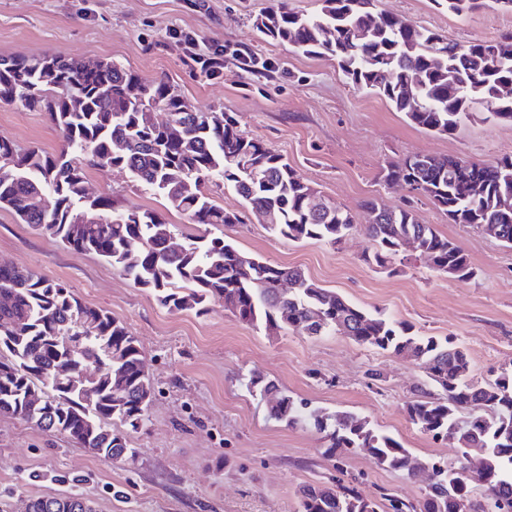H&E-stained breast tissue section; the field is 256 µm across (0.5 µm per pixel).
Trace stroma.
I'll return each instance as SVG.
<instances>
[{
	"instance_id": "1",
	"label": "stroma",
	"mask_w": 512,
	"mask_h": 512,
	"mask_svg": "<svg viewBox=\"0 0 512 512\" xmlns=\"http://www.w3.org/2000/svg\"><path fill=\"white\" fill-rule=\"evenodd\" d=\"M274 0H0V55L107 59L139 77L166 78L206 112H229L240 130L286 157L311 186L349 210L356 227L336 245L272 235L255 215L226 228L188 223L127 171L91 169L96 196L151 209L185 233L223 235L244 254L301 269L322 287L368 311L411 325L422 336L452 338L482 382L512 369V248L483 229L455 224L424 197L386 184L380 170L406 155L452 156L489 164L512 156V122L475 120L448 135L412 124L385 99L354 89L334 60L293 52L253 26ZM379 12L467 43L512 32V14L457 16L435 0H377ZM194 33L202 51L245 47L271 63L263 76L225 58L208 79L186 63L174 30ZM49 153L63 147L46 115L0 103V139ZM411 204L421 223L456 242L477 274L461 281L400 252L391 269L365 263L377 249L365 229V202ZM0 262L64 284L84 304L108 311L135 336L155 396L138 428L120 431L134 455L109 462L66 435L0 417V512H25L28 501L76 492L95 512H299L298 490L344 472L362 493L388 492L417 502L428 473L406 478L376 466L363 451L344 452L342 469L324 454L310 427L276 420L248 389L251 377L275 382L311 407L365 417L416 455L457 466L454 443L413 426L408 402L427 378L422 362L357 345L340 334L305 336L239 322L222 306L199 314L172 311L96 255L65 248L0 209Z\"/></svg>"
}]
</instances>
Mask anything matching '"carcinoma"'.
<instances>
[{"label": "carcinoma", "instance_id": "1", "mask_svg": "<svg viewBox=\"0 0 512 512\" xmlns=\"http://www.w3.org/2000/svg\"><path fill=\"white\" fill-rule=\"evenodd\" d=\"M376 0H322L307 16L284 0L256 20L263 35L295 52L325 56L353 87L387 99L414 125L446 135L474 117L472 104L487 106L486 121L512 122V35L454 42L410 21L375 11ZM457 16L479 10L512 11V0H434ZM147 88L146 97L129 88ZM0 102L43 112L63 138L60 152L37 146L19 150L0 139V209L12 211L36 233L65 247L93 253L140 288L153 291L163 306L205 313L224 306L238 321L267 330L288 329L306 336L340 333L354 343L400 358L423 361L429 386L409 402V420L435 440L457 444L461 457L478 456L475 469H450L441 460L419 461L398 440L351 413L326 414L251 379V388L271 403L272 416L290 426L325 434V454L340 448L365 451L382 469L415 476L426 465L431 483L413 504L393 494L377 501L355 481L341 477L302 486L300 512H512V372L492 382L469 378L465 350L451 338L420 336L381 313L373 314L324 288L298 268L275 266L242 253L222 236L176 233L150 209L126 208L110 198L86 196V170L119 168L134 182L164 197L189 223H242L241 214L217 205L208 187L220 183L267 218L271 232L291 241L315 239L334 245L354 226L353 215L334 205L317 218L309 207L317 191L273 146L245 135L227 112H189L166 79H141L118 63L92 60L79 73L65 58L35 55L0 57ZM165 112L158 126L151 113ZM125 143L121 154L112 144ZM458 157L428 163L406 156L384 166L382 179L428 198L455 224L497 228L496 238L512 247V156L493 164L470 162L473 177L460 179ZM44 197L40 210L27 201ZM367 225L376 252L365 258L391 266L404 241L418 240L431 268L459 280L475 277L455 242L419 221L410 208H381L369 201ZM102 215L101 224H74L76 212ZM296 287L280 292L278 283ZM0 416L33 422L66 435L105 460H123L125 437L119 421L142 424L154 396L137 340L109 313L82 303L65 285L0 263ZM92 365L86 379L94 394L48 384L69 362ZM484 497H472V487ZM29 512H93L78 493L38 498Z\"/></svg>", "mask_w": 512, "mask_h": 512}]
</instances>
